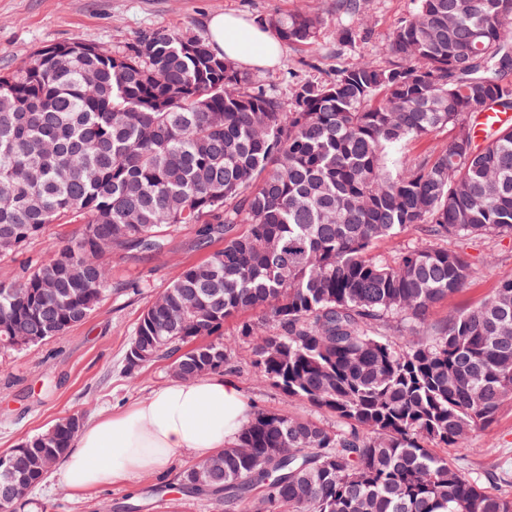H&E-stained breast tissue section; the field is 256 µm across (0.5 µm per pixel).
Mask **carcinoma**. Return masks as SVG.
Returning <instances> with one entry per match:
<instances>
[{"label":"carcinoma","mask_w":512,"mask_h":512,"mask_svg":"<svg viewBox=\"0 0 512 512\" xmlns=\"http://www.w3.org/2000/svg\"><path fill=\"white\" fill-rule=\"evenodd\" d=\"M367 2L336 10L367 20ZM263 23L294 46L325 29L313 12ZM26 56L30 69L0 74V257L50 224L80 228L0 283V350L65 336L112 290L105 258L160 254L192 224L224 247L147 305L127 374L162 358L178 380L221 372L224 322L260 311L277 332L254 351L259 376L335 423L254 409L231 446L155 493L229 510L256 493L267 512H512L511 493L435 452L512 400V279L426 326L471 273L431 240L512 236V125L477 145L467 120L512 110V0H415L379 58L299 81L287 104L177 29ZM443 131L446 145L409 155ZM409 228L420 238L394 260L374 252ZM135 345L154 357L133 361ZM78 433L0 454V488L20 486L0 512L31 504Z\"/></svg>","instance_id":"obj_1"}]
</instances>
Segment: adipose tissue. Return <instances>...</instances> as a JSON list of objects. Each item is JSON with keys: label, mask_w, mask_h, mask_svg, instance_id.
<instances>
[{"label": "adipose tissue", "mask_w": 512, "mask_h": 512, "mask_svg": "<svg viewBox=\"0 0 512 512\" xmlns=\"http://www.w3.org/2000/svg\"><path fill=\"white\" fill-rule=\"evenodd\" d=\"M207 30L211 49L240 65L272 68L281 61V41L238 14L211 16ZM250 412L239 386L223 373L171 382L83 426L63 460L64 483L78 495L143 473H165L175 456L203 457L232 445Z\"/></svg>", "instance_id": "ef3b65f1"}]
</instances>
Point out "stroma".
I'll return each mask as SVG.
<instances>
[{
	"label": "stroma",
	"instance_id": "obj_1",
	"mask_svg": "<svg viewBox=\"0 0 512 512\" xmlns=\"http://www.w3.org/2000/svg\"><path fill=\"white\" fill-rule=\"evenodd\" d=\"M370 21L358 29L353 45L340 47L331 36L298 47L288 45L280 65L253 68L255 84L269 94L289 100L296 80L325 81L336 67L358 58L374 57L398 22L409 14L413 0H368ZM309 9L318 12L328 29L351 26L336 9V0H0V73L20 63V53L42 47L82 41L118 49L143 33L177 29L206 37L207 19L232 11L247 20L274 12ZM73 224L49 225L45 235L22 252L0 258V283L13 280L22 268L34 265L49 244L70 238ZM445 247L463 253L472 276L463 291L437 304L428 321L438 324L489 295L500 281L512 278V236L448 239ZM224 246L223 239L200 241L194 226L172 232L163 254L122 253L109 262L114 284L101 305L66 335L21 351L0 352V454L71 414L89 421L118 413L147 398L170 380L169 360H160L136 377L125 372V355L137 323L148 303L188 265L209 258ZM261 312L227 321L224 342L234 356L224 373L233 378L252 405L330 424L332 418L312 404L288 398L261 381L251 364L253 341L242 336V322H260ZM447 455L461 467L478 472L484 486L512 489V404H506L496 422L472 434ZM159 478L144 474L126 482L110 483L81 496L52 473L33 493L29 512H98L108 503L112 512L130 502L142 512H221L206 497L176 501L153 494Z\"/></svg>",
	"mask_w": 512,
	"mask_h": 512
}]
</instances>
